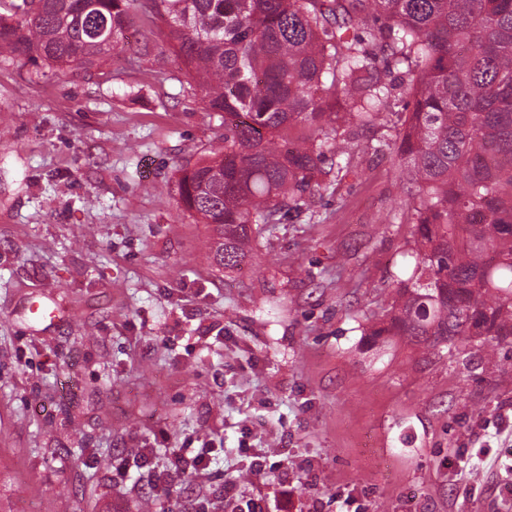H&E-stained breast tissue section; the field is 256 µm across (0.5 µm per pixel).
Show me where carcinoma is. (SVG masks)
Instances as JSON below:
<instances>
[{"instance_id": "cac0c4a2", "label": "carcinoma", "mask_w": 512, "mask_h": 512, "mask_svg": "<svg viewBox=\"0 0 512 512\" xmlns=\"http://www.w3.org/2000/svg\"><path fill=\"white\" fill-rule=\"evenodd\" d=\"M136 0H0V55L88 69L124 38ZM200 102L224 113V153L178 169L181 206L214 225L209 259L240 269L262 224L300 216L324 149L350 169L359 128L397 114L400 178L419 201L410 277L370 336L422 350L512 337V0H151ZM302 124L309 134L292 141ZM343 133H338L339 129Z\"/></svg>"}]
</instances>
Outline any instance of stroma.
I'll list each match as a JSON object with an SVG mask.
<instances>
[{
	"label": "stroma",
	"instance_id": "stroma-1",
	"mask_svg": "<svg viewBox=\"0 0 512 512\" xmlns=\"http://www.w3.org/2000/svg\"><path fill=\"white\" fill-rule=\"evenodd\" d=\"M137 0L101 65L0 58V512H512V344L364 333L414 265L400 125L224 274L177 169L224 120ZM215 447L163 490L165 449ZM290 464L287 486L249 466Z\"/></svg>",
	"mask_w": 512,
	"mask_h": 512
}]
</instances>
